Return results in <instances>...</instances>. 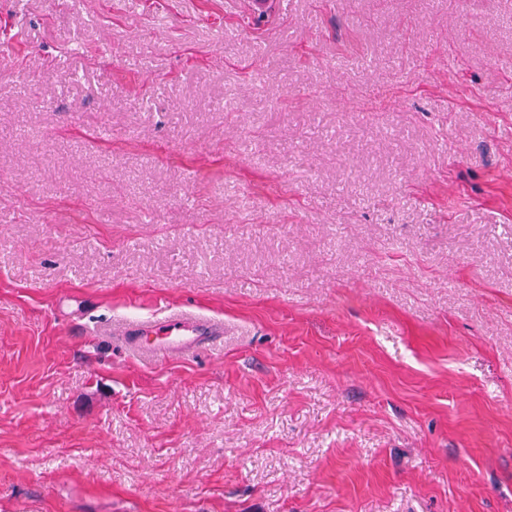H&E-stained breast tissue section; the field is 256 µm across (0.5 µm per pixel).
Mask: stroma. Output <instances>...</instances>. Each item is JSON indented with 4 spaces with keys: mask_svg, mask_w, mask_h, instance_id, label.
I'll use <instances>...</instances> for the list:
<instances>
[{
    "mask_svg": "<svg viewBox=\"0 0 512 512\" xmlns=\"http://www.w3.org/2000/svg\"><path fill=\"white\" fill-rule=\"evenodd\" d=\"M0 512H512V0H0ZM224 333V323L188 314H173L161 321H131L124 325L123 336L139 348L158 355L189 353L204 346L212 336ZM151 338L145 347L140 341Z\"/></svg>",
    "mask_w": 512,
    "mask_h": 512,
    "instance_id": "1",
    "label": "stroma"
}]
</instances>
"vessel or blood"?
Listing matches in <instances>:
<instances>
[{"mask_svg":"<svg viewBox=\"0 0 512 512\" xmlns=\"http://www.w3.org/2000/svg\"><path fill=\"white\" fill-rule=\"evenodd\" d=\"M223 332V322L183 313L160 321H131L123 327L124 335L129 336L132 343L148 340L149 351L158 355L196 351L211 337Z\"/></svg>","mask_w":512,"mask_h":512,"instance_id":"1","label":"vessel or blood"}]
</instances>
